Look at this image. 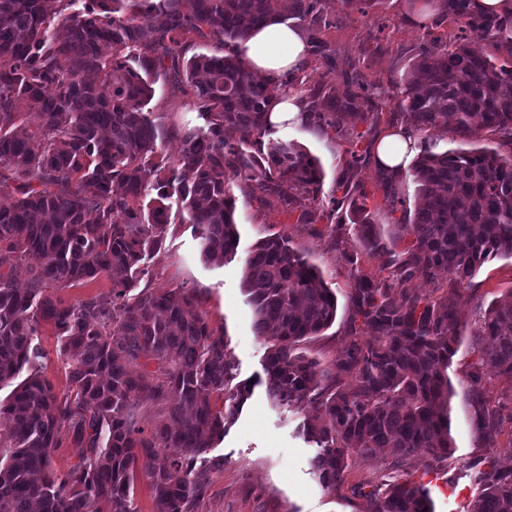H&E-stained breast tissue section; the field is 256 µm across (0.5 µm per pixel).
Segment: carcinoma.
I'll return each mask as SVG.
<instances>
[{"label":"carcinoma","instance_id":"cac0c4a2","mask_svg":"<svg viewBox=\"0 0 512 512\" xmlns=\"http://www.w3.org/2000/svg\"><path fill=\"white\" fill-rule=\"evenodd\" d=\"M321 0H0V388L25 371L0 403V512H137L131 489L141 456H163L145 472L158 512H192L205 484V454L250 391L232 385L224 337L211 329L187 288L135 291L144 260L157 253L169 222L164 200L177 196L207 261L232 260L240 243L231 182L258 184L298 224L336 219L353 225L365 252L383 248L363 182L364 134L348 124L373 122L370 84L357 67L299 90L303 121L348 141V167L336 182L342 198L308 208L322 184L320 161L292 140L272 137L270 115L298 78H263L237 51L272 18L294 19L308 62L333 72L322 33L334 25ZM433 24L453 23L451 44L424 42L405 65L398 108L419 153L411 163L417 205L405 230L414 242L391 259L397 286L448 273L450 292L470 287L490 256L512 258V151L450 149L436 134L453 117L454 134L496 132L512 147V12L489 15L476 0H434ZM477 37L498 58L468 44ZM196 38L212 54L186 56ZM182 77L198 122L182 128L176 160L158 150L144 107L151 78ZM40 118L37 130L26 115ZM238 133L236 141L224 130ZM377 182L388 207L405 206L397 179ZM156 196L149 203L144 199ZM346 203L348 213L336 216ZM27 256L40 264L28 287L13 273ZM104 275L112 288L75 304L52 289ZM346 295L349 341L331 363L297 351L335 321L336 294L288 239H259L245 259L242 288L256 336L271 343L266 391L279 406L303 407L299 428L319 448L311 460L321 485L334 490L354 454L392 448L408 456L453 451L448 368L460 335L455 303L396 291L386 280L351 271ZM42 321L54 324L59 358L73 391L53 392L39 372ZM476 336L482 359L512 379V290L485 309ZM155 369H149L150 365ZM350 382L342 384L343 377ZM222 406L211 402L212 396ZM150 401L161 419L150 432L137 408ZM467 403L483 447L497 449L498 407L472 382ZM85 449L65 476L51 469L61 429ZM472 512H512V468L478 470ZM371 512H435L428 491L408 482L369 493Z\"/></svg>","mask_w":512,"mask_h":512}]
</instances>
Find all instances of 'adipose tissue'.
Returning a JSON list of instances; mask_svg holds the SVG:
<instances>
[{
	"label": "adipose tissue",
	"instance_id": "obj_1",
	"mask_svg": "<svg viewBox=\"0 0 512 512\" xmlns=\"http://www.w3.org/2000/svg\"><path fill=\"white\" fill-rule=\"evenodd\" d=\"M241 52L258 75L275 78L302 62L306 36L296 23L276 19L263 29L252 31Z\"/></svg>",
	"mask_w": 512,
	"mask_h": 512
}]
</instances>
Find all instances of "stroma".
I'll return each instance as SVG.
<instances>
[{"mask_svg":"<svg viewBox=\"0 0 512 512\" xmlns=\"http://www.w3.org/2000/svg\"><path fill=\"white\" fill-rule=\"evenodd\" d=\"M322 7L336 19L335 27L325 31L324 39L332 50L337 72L348 71L352 62H360L369 84L388 94L376 124L356 126L357 132L378 138L393 125L391 114L399 101L394 82L416 53L425 32L410 14L406 0H385L365 14L346 5L345 0H323ZM186 100L181 78L162 75L153 83L146 106L158 126L157 146L172 159L181 147L175 126L195 122L196 114L186 108ZM276 134L299 142L320 159L325 177L318 200L328 202L335 196L336 180L346 167L347 141L294 124L278 128ZM359 178L369 196V208L379 212L385 249L378 253L362 251L351 229H336L334 223L325 220L298 224L289 219L280 203L259 204L256 182L238 179L233 183L240 236L238 254L231 260L210 263L200 255L199 242L180 201L174 197L167 201L169 232L161 251L146 259L148 273L141 284L153 290H194L211 328L224 337L237 383L252 388L235 420L227 424L223 441L208 454V484L197 497L193 512H370L368 491L395 481L427 489L435 512H471L479 492L475 469L512 467V453L507 450L512 443V420L502 421L500 450L483 448L466 402V387L474 374L480 376L491 404L512 394V380L495 375L483 361L474 338L481 311L512 289V258L496 257L484 262L459 300L461 344L448 370L454 389L450 403L455 441L452 454L435 459L420 449L399 457L391 449L382 448L369 456L356 455L341 485L329 491L315 478L310 466L314 450L299 433L304 411L272 406L263 369L269 344L253 330V311L241 287L244 261L258 239L276 234L288 237L321 270L339 300L336 321L320 335L300 343L299 348L321 362H331L347 340L345 296L351 268H359L373 278H389L390 252L403 251L413 243L403 228L408 221L405 209L415 204L412 178H404L401 185L405 208L394 211L386 207L375 181L374 158L366 159ZM38 342L43 352L42 378L56 394L67 393L70 381L57 358L58 340L51 323H43Z\"/></svg>","mask_w":512,"mask_h":512,"instance_id":"35a3bbf8","label":"stroma"}]
</instances>
